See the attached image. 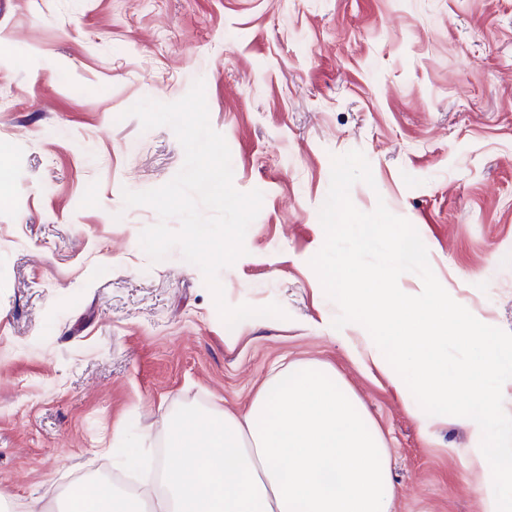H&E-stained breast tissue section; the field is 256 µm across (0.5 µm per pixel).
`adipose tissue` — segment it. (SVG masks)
<instances>
[{"mask_svg":"<svg viewBox=\"0 0 512 512\" xmlns=\"http://www.w3.org/2000/svg\"><path fill=\"white\" fill-rule=\"evenodd\" d=\"M326 285L347 316L336 331L353 363L381 371L402 400H455L472 438L466 468L483 512H512V418L497 379L512 347L469 335L473 318L437 288L411 291L381 271L329 270ZM383 335H375V328ZM467 354L448 363V343ZM177 466L154 499L99 484L66 512H392L387 448L335 367L303 364L265 380L244 410H189L169 418Z\"/></svg>","mask_w":512,"mask_h":512,"instance_id":"adipose-tissue-1","label":"adipose tissue"}]
</instances>
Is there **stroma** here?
Listing matches in <instances>:
<instances>
[{
	"label": "stroma",
	"instance_id": "stroma-1",
	"mask_svg": "<svg viewBox=\"0 0 512 512\" xmlns=\"http://www.w3.org/2000/svg\"><path fill=\"white\" fill-rule=\"evenodd\" d=\"M198 79L234 188L263 194L225 300L285 318L227 326L197 266L142 249L156 211L123 202L184 163L128 108ZM0 144V512H64L79 477L150 485L164 416L245 408L312 360L382 433L394 512H483L460 409L355 365L323 276L414 235L403 286L512 343V0H0Z\"/></svg>",
	"mask_w": 512,
	"mask_h": 512
}]
</instances>
